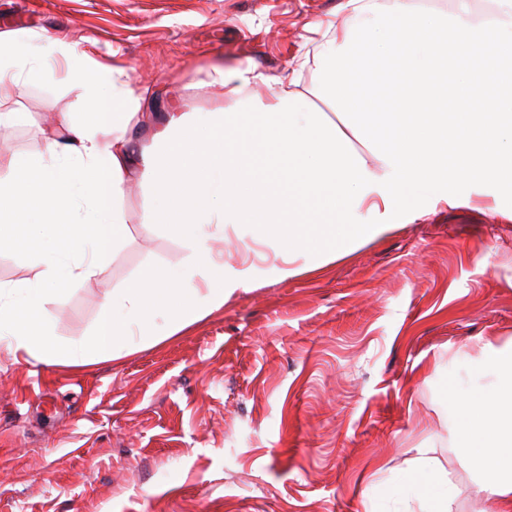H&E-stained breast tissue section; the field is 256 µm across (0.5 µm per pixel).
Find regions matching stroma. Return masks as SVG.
I'll return each instance as SVG.
<instances>
[{
    "instance_id": "1",
    "label": "stroma",
    "mask_w": 512,
    "mask_h": 512,
    "mask_svg": "<svg viewBox=\"0 0 512 512\" xmlns=\"http://www.w3.org/2000/svg\"><path fill=\"white\" fill-rule=\"evenodd\" d=\"M344 0H0V31L79 40L172 112L222 100L213 66L289 74ZM31 86L0 144L44 150L42 129L82 112L65 81ZM495 189L429 200L321 270L280 280L272 250L213 241L254 288L158 344L80 368L15 361L0 347V512H420L402 477L430 464L452 512H498L448 430V391L493 383L486 343L512 346V221ZM140 182L124 198L129 237L104 278L47 308L62 343L86 340L113 289L147 267L183 265L181 242L139 224Z\"/></svg>"
}]
</instances>
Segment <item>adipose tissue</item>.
<instances>
[{
  "label": "adipose tissue",
  "mask_w": 512,
  "mask_h": 512,
  "mask_svg": "<svg viewBox=\"0 0 512 512\" xmlns=\"http://www.w3.org/2000/svg\"><path fill=\"white\" fill-rule=\"evenodd\" d=\"M67 62V77L76 84L87 107L84 118L63 113L45 133L55 151L67 146H90L100 155H114L123 180L145 176L142 150L134 149L136 133L151 127L153 115L141 111L150 89H135L123 69L102 67L82 42H50L36 47L14 34L0 32V77L11 75L13 95L0 96V119L15 112L29 85L55 80V55ZM211 83L221 91L225 106L247 99L250 88L263 84L268 105L298 94V82L288 75L268 76L249 65L217 66ZM483 369L494 371V385L467 393H454L448 404L449 428L462 454L474 467L481 490L496 497L500 512H512V349L487 345ZM497 416H489V409ZM424 507L423 512H451L453 490L427 464H419L409 477Z\"/></svg>",
  "instance_id": "obj_1"
}]
</instances>
